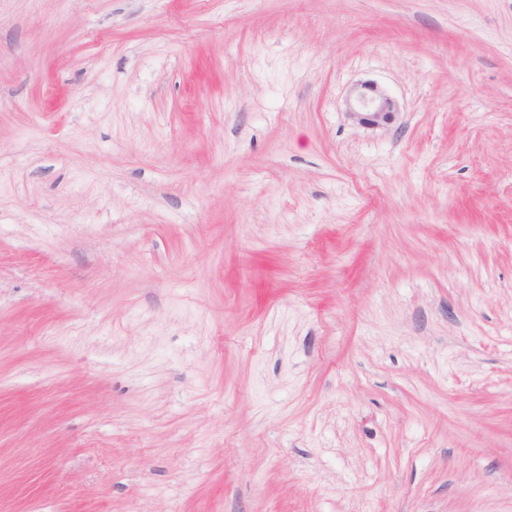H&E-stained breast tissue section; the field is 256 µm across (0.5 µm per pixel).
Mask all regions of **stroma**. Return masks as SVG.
Instances as JSON below:
<instances>
[{
    "label": "stroma",
    "instance_id": "stroma-1",
    "mask_svg": "<svg viewBox=\"0 0 512 512\" xmlns=\"http://www.w3.org/2000/svg\"><path fill=\"white\" fill-rule=\"evenodd\" d=\"M0 512H512V0H0ZM347 112L363 126L379 127L391 123L396 113L393 98L374 81L356 84L347 102Z\"/></svg>",
    "mask_w": 512,
    "mask_h": 512
}]
</instances>
